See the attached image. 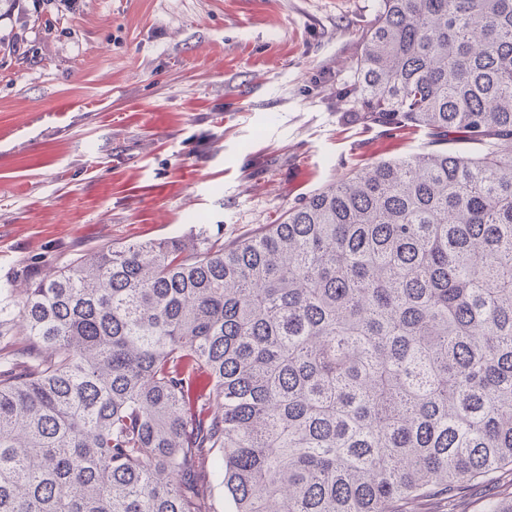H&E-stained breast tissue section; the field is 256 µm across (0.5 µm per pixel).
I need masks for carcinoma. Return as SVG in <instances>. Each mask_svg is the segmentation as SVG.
<instances>
[{
  "label": "carcinoma",
  "mask_w": 512,
  "mask_h": 512,
  "mask_svg": "<svg viewBox=\"0 0 512 512\" xmlns=\"http://www.w3.org/2000/svg\"><path fill=\"white\" fill-rule=\"evenodd\" d=\"M351 68L436 148L26 274L0 512H422L512 471V0H378Z\"/></svg>",
  "instance_id": "obj_1"
}]
</instances>
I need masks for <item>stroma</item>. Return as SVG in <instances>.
<instances>
[{
	"label": "stroma",
	"mask_w": 512,
	"mask_h": 512,
	"mask_svg": "<svg viewBox=\"0 0 512 512\" xmlns=\"http://www.w3.org/2000/svg\"><path fill=\"white\" fill-rule=\"evenodd\" d=\"M377 0H44L0 15V288L31 263L206 229L230 242L316 190L426 150L362 123L351 63ZM512 502V472L450 512Z\"/></svg>",
	"instance_id": "stroma-1"
}]
</instances>
